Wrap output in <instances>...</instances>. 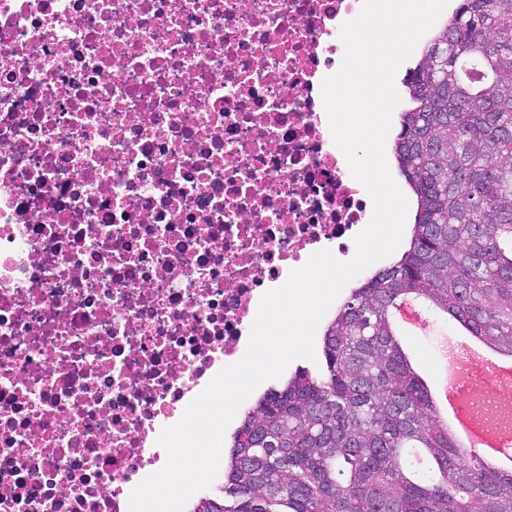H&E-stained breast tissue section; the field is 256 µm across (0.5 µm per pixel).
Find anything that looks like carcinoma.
Instances as JSON below:
<instances>
[{
    "label": "carcinoma",
    "mask_w": 512,
    "mask_h": 512,
    "mask_svg": "<svg viewBox=\"0 0 512 512\" xmlns=\"http://www.w3.org/2000/svg\"><path fill=\"white\" fill-rule=\"evenodd\" d=\"M403 84L409 247L339 307L320 368L245 412L192 512H512V472L448 437L392 321L413 295L512 352V0H458Z\"/></svg>",
    "instance_id": "cac0c4a2"
}]
</instances>
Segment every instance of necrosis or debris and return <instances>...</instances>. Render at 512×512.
Wrapping results in <instances>:
<instances>
[{"mask_svg":"<svg viewBox=\"0 0 512 512\" xmlns=\"http://www.w3.org/2000/svg\"><path fill=\"white\" fill-rule=\"evenodd\" d=\"M363 0H0V512H129L264 295L371 206L322 83Z\"/></svg>","mask_w":512,"mask_h":512,"instance_id":"1","label":"necrosis or debris"}]
</instances>
